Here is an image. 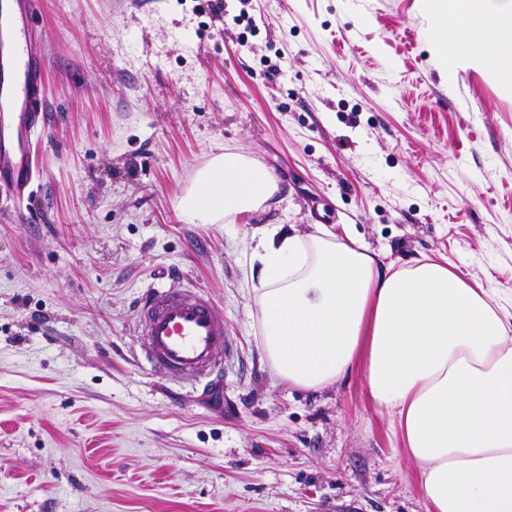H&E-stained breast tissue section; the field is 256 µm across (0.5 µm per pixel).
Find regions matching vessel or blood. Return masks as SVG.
<instances>
[{
	"label": "vessel or blood",
	"instance_id": "b4317fda",
	"mask_svg": "<svg viewBox=\"0 0 512 512\" xmlns=\"http://www.w3.org/2000/svg\"><path fill=\"white\" fill-rule=\"evenodd\" d=\"M9 14L0 37L12 48V67L0 77V134L13 144L0 145V188L15 202L28 197L38 174L34 150L46 115L42 106L44 50L32 31L31 0H0V15ZM144 341L142 355L154 375L193 387L222 371L233 352L224 333V308L191 288L150 287L134 310Z\"/></svg>",
	"mask_w": 512,
	"mask_h": 512
}]
</instances>
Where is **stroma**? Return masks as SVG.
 Returning a JSON list of instances; mask_svg holds the SVG:
<instances>
[{"instance_id": "1", "label": "stroma", "mask_w": 512, "mask_h": 512, "mask_svg": "<svg viewBox=\"0 0 512 512\" xmlns=\"http://www.w3.org/2000/svg\"><path fill=\"white\" fill-rule=\"evenodd\" d=\"M35 0L47 124L34 193L0 191V512H426L355 371L288 390L259 346L253 236L351 225L512 295V97L445 75L419 0ZM280 190L231 224L177 202L216 154ZM224 307V390L157 378L133 305Z\"/></svg>"}]
</instances>
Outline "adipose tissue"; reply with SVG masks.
<instances>
[{"mask_svg": "<svg viewBox=\"0 0 512 512\" xmlns=\"http://www.w3.org/2000/svg\"><path fill=\"white\" fill-rule=\"evenodd\" d=\"M446 73L487 72L512 96V0H421ZM279 190L238 153L198 170L178 210L230 224ZM260 345L288 388L319 391L362 370L421 475L426 512H512V307L447 261L408 265L350 232L268 225L254 248Z\"/></svg>", "mask_w": 512, "mask_h": 512, "instance_id": "1", "label": "adipose tissue"}]
</instances>
